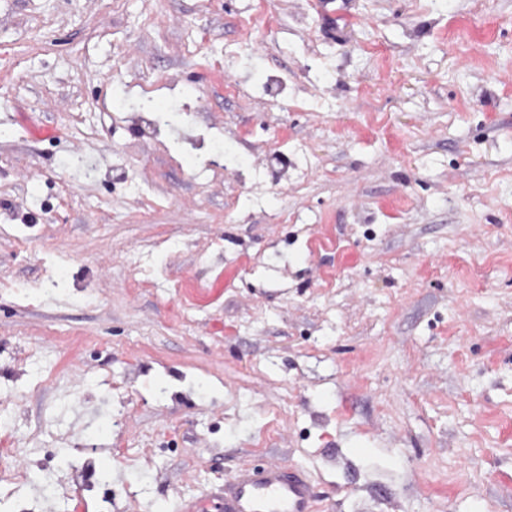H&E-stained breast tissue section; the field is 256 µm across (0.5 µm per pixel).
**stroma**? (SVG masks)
<instances>
[{
    "mask_svg": "<svg viewBox=\"0 0 512 512\" xmlns=\"http://www.w3.org/2000/svg\"><path fill=\"white\" fill-rule=\"evenodd\" d=\"M335 5L0 0V512H512V0ZM320 498L312 480L298 466H236L203 498L183 499L174 512H317Z\"/></svg>",
    "mask_w": 512,
    "mask_h": 512,
    "instance_id": "1",
    "label": "stroma"
}]
</instances>
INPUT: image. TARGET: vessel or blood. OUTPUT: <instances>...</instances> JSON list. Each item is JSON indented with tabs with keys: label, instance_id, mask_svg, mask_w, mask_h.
<instances>
[{
	"label": "vessel or blood",
	"instance_id": "b4317fda",
	"mask_svg": "<svg viewBox=\"0 0 512 512\" xmlns=\"http://www.w3.org/2000/svg\"><path fill=\"white\" fill-rule=\"evenodd\" d=\"M319 502L300 467L243 463L207 496L176 502L174 512H318Z\"/></svg>",
	"mask_w": 512,
	"mask_h": 512
}]
</instances>
